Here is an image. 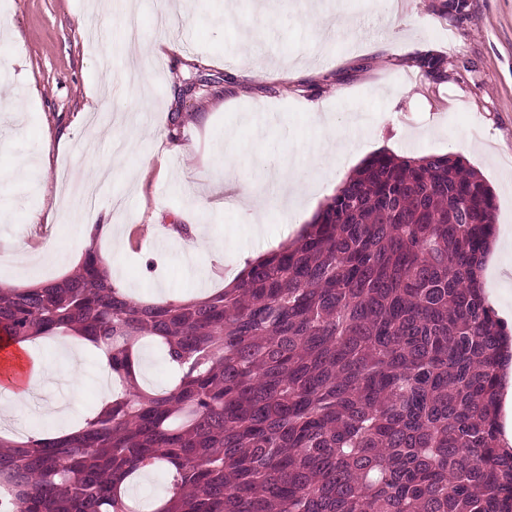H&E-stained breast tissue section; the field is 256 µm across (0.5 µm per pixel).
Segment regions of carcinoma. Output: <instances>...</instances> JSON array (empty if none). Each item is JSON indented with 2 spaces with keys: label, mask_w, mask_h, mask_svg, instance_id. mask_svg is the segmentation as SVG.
<instances>
[{
  "label": "carcinoma",
  "mask_w": 512,
  "mask_h": 512,
  "mask_svg": "<svg viewBox=\"0 0 512 512\" xmlns=\"http://www.w3.org/2000/svg\"><path fill=\"white\" fill-rule=\"evenodd\" d=\"M495 210L461 156L379 152L204 298L141 301L96 246L53 281H0V338L80 335L116 391L75 431L0 436V512H132L157 470L150 512H512ZM148 341L175 367L164 388L137 381Z\"/></svg>",
  "instance_id": "1"
}]
</instances>
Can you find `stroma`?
<instances>
[{
  "label": "stroma",
  "instance_id": "stroma-1",
  "mask_svg": "<svg viewBox=\"0 0 512 512\" xmlns=\"http://www.w3.org/2000/svg\"><path fill=\"white\" fill-rule=\"evenodd\" d=\"M0 0V247L37 253L78 248L91 226L63 216L71 189L108 170L93 208L99 224L124 225L129 246L114 271L145 298L214 292L234 271L235 254L259 248L244 218L201 202L198 172L236 193L211 169L219 149L236 151L238 177L263 189V176L287 174L319 130L316 114L348 126L364 121L358 159L463 155L496 196L497 225L512 226V0H186L168 16L157 0ZM352 26L337 24L335 13ZM147 52L130 61V26ZM443 57L442 79L418 57ZM180 137L171 139L172 122ZM143 125L135 152L116 158L117 124ZM40 211L39 224L28 223ZM224 245L222 265L187 261L158 244L186 219ZM498 316L512 326V244L492 249L484 272ZM100 361L89 351L70 413L22 429L62 433L98 400Z\"/></svg>",
  "mask_w": 512,
  "mask_h": 512
}]
</instances>
